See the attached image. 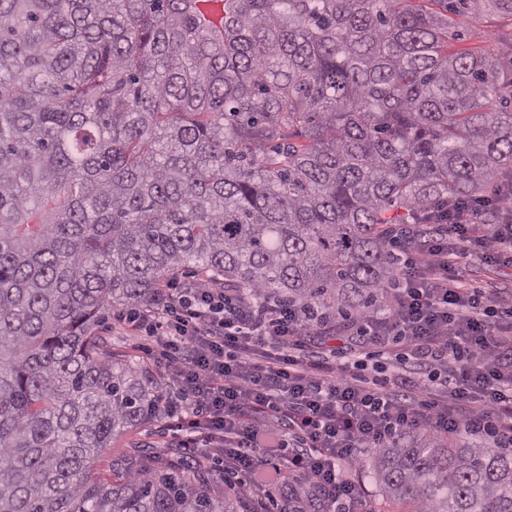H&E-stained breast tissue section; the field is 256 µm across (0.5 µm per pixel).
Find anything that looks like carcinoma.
Instances as JSON below:
<instances>
[{
    "instance_id": "cac0c4a2",
    "label": "carcinoma",
    "mask_w": 512,
    "mask_h": 512,
    "mask_svg": "<svg viewBox=\"0 0 512 512\" xmlns=\"http://www.w3.org/2000/svg\"><path fill=\"white\" fill-rule=\"evenodd\" d=\"M466 10L512 0H0V512L246 507L177 455L95 469L171 396L97 318L186 267L320 318L376 303L388 225L512 167V78L448 51ZM372 471V512H512V452L464 433Z\"/></svg>"
}]
</instances>
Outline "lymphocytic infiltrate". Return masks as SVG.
Wrapping results in <instances>:
<instances>
[{
  "label": "lymphocytic infiltrate",
  "mask_w": 512,
  "mask_h": 512,
  "mask_svg": "<svg viewBox=\"0 0 512 512\" xmlns=\"http://www.w3.org/2000/svg\"><path fill=\"white\" fill-rule=\"evenodd\" d=\"M395 224L383 309L336 342L280 302L169 284L139 318L175 390V447L224 458L226 485L281 490L290 512H370L357 471L395 436L463 431L512 447V299L470 284L468 261L512 266V224ZM384 358L391 375L367 373Z\"/></svg>",
  "instance_id": "lymphocytic-infiltrate-1"
}]
</instances>
